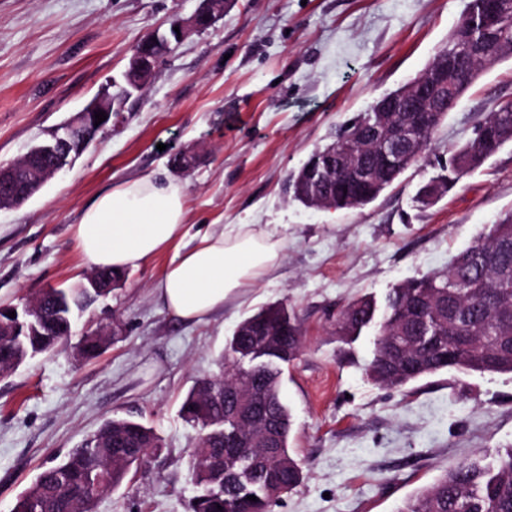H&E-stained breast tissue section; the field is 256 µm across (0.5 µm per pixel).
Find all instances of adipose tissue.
I'll use <instances>...</instances> for the list:
<instances>
[{
  "instance_id": "ef3b65f1",
  "label": "adipose tissue",
  "mask_w": 512,
  "mask_h": 512,
  "mask_svg": "<svg viewBox=\"0 0 512 512\" xmlns=\"http://www.w3.org/2000/svg\"><path fill=\"white\" fill-rule=\"evenodd\" d=\"M185 227L183 187L154 176L100 194L82 210L75 239L94 268L119 273L179 243ZM279 251V241L266 230L251 224L217 225L199 234L193 247L175 253L156 285V296L182 323H200L273 268Z\"/></svg>"
}]
</instances>
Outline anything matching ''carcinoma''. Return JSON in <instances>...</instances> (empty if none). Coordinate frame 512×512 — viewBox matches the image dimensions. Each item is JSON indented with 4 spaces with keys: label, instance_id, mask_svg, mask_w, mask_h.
Listing matches in <instances>:
<instances>
[{
    "label": "carcinoma",
    "instance_id": "carcinoma-1",
    "mask_svg": "<svg viewBox=\"0 0 512 512\" xmlns=\"http://www.w3.org/2000/svg\"><path fill=\"white\" fill-rule=\"evenodd\" d=\"M495 34L482 38L477 21L484 0H470L467 10L448 36V44L431 64L446 69L448 85L455 90L454 103L493 63L512 58V0ZM421 71L405 84L384 93L366 111L336 128L331 143L311 153L329 154L342 148L344 140L362 125L379 130L387 140L413 131L406 154L389 163L382 161L376 143L360 137L354 149L365 164L377 172V184L360 189H343L349 178L339 169H322V177L307 180L305 167L288 175L289 197L316 209L318 199L336 198V209H356L375 200L406 170L423 164L437 166L441 174L424 189L441 193L461 176L481 167L504 145L512 143V111L499 101L474 127L472 136L448 158L431 157L436 131L448 112L438 114L433 124L412 129V113L383 112L392 98L410 100ZM40 312L31 316L33 325H22L13 336L0 335V377L40 354L55 350L71 336L75 311L79 307L76 288H46L36 294ZM238 326L250 327V335H232L228 355L242 344L260 346L272 333L281 338L286 356L279 358L275 371L265 374L230 359L231 367L210 377V384L197 382L181 407L184 422L199 433L191 453V482L195 492L190 512H271L303 480V463L289 451L292 413L281 396L283 367L299 354L302 324L298 315L283 302H275L242 319ZM373 332V358L369 374L383 386L400 388L423 377L450 369L479 374H512V213L490 225L465 250L451 257L445 268L412 278L390 289L384 303L373 296L349 302L336 319V335L354 341ZM77 350L84 358L104 350L101 340L89 334ZM452 353L456 362L448 366L442 358ZM421 365L416 374L404 373V362ZM257 382L263 393L257 403L273 419L275 447L264 451L247 448L248 431L231 420L232 406L205 397L209 387L224 381ZM216 428L235 431L242 448L224 447V438L212 435ZM159 446L158 436L141 422L115 417L61 462L43 467L28 488L16 499L13 512H92L83 498L84 487L93 481L104 490L119 487L130 469L140 462L132 447ZM256 500H248V496ZM398 512H512V448L490 463L462 462L445 471L435 482L409 498Z\"/></svg>",
    "mask_w": 512,
    "mask_h": 512
}]
</instances>
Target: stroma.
<instances>
[{
    "label": "stroma",
    "mask_w": 512,
    "mask_h": 512,
    "mask_svg": "<svg viewBox=\"0 0 512 512\" xmlns=\"http://www.w3.org/2000/svg\"><path fill=\"white\" fill-rule=\"evenodd\" d=\"M468 2L225 0L223 16L174 46L70 169L23 205L0 209V307L83 282L90 265L74 239L82 208L107 188L173 173L169 160L180 153L201 156L177 175L189 232L257 224L282 241L271 270L193 325L174 320L154 293L174 255L165 250L127 270L78 318V336L120 323L101 355L76 357L70 342L0 379V512H12L45 462L63 459L113 417L139 420L161 445L93 512H187L197 440L181 405L198 380L218 373L240 319L278 301L303 328L281 392L305 478L274 512H396L448 468L512 448L511 374L448 371L383 388L368 375L372 335L345 344L335 334L349 301L384 298L404 279L444 268L512 213V144L428 206L415 200L435 174L423 166L359 209L313 210L283 195L288 174L337 125L447 45ZM198 5L0 0V164L122 83L137 44ZM503 98L512 99V59L468 89L439 128L435 153L462 144Z\"/></svg>",
    "instance_id": "1"
}]
</instances>
